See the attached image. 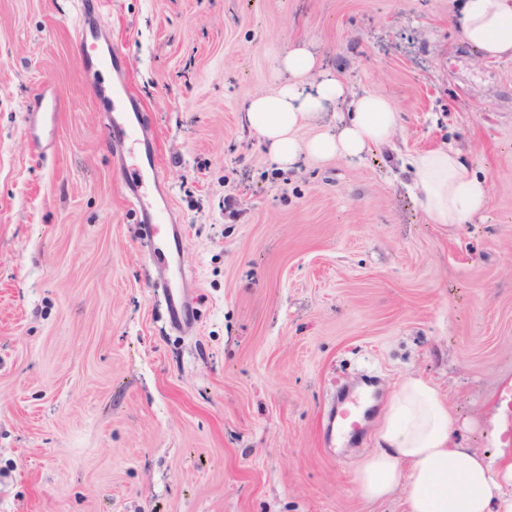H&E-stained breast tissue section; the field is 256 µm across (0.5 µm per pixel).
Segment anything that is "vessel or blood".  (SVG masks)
<instances>
[{"instance_id": "obj_1", "label": "vessel or blood", "mask_w": 512, "mask_h": 512, "mask_svg": "<svg viewBox=\"0 0 512 512\" xmlns=\"http://www.w3.org/2000/svg\"><path fill=\"white\" fill-rule=\"evenodd\" d=\"M105 6L106 0H80L76 57L85 85H99L102 71L112 72L110 108L103 125L112 148V167L120 174L135 206L141 236L149 245L157 279L165 287L168 322L171 328L187 332L195 327L197 312L183 260L185 241L153 153L154 132L125 89L121 65L124 54L106 42ZM64 109L62 97L44 90L25 105L24 122L34 144L52 136Z\"/></svg>"}]
</instances>
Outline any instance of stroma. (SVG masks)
I'll return each instance as SVG.
<instances>
[{
    "mask_svg": "<svg viewBox=\"0 0 512 512\" xmlns=\"http://www.w3.org/2000/svg\"><path fill=\"white\" fill-rule=\"evenodd\" d=\"M78 0H0V512H403L352 480L382 410L325 446L338 393L438 385L459 447L512 462V59L461 45L462 0H112L199 322L162 288L84 88ZM394 103L391 145L284 167L248 130L288 49ZM66 101L51 151L23 108ZM458 150L486 210L428 223L408 161Z\"/></svg>",
    "mask_w": 512,
    "mask_h": 512,
    "instance_id": "1",
    "label": "stroma"
}]
</instances>
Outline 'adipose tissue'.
Instances as JSON below:
<instances>
[{"instance_id": "ef3b65f1", "label": "adipose tissue", "mask_w": 512, "mask_h": 512, "mask_svg": "<svg viewBox=\"0 0 512 512\" xmlns=\"http://www.w3.org/2000/svg\"><path fill=\"white\" fill-rule=\"evenodd\" d=\"M465 43L490 58H512V0H465L458 18ZM291 79L277 93L251 98L243 120L268 142L274 161L301 158H357L389 143L397 129L391 99L380 92L355 98L335 131L300 141L296 128L324 102L346 97L333 77L314 88L305 83L314 57L296 47L283 58ZM410 189L432 224H461L488 204L485 180L471 175L451 149L422 151L409 160ZM453 418L438 388L423 378L405 377L392 392L377 430V447L353 473L370 502L402 494L404 512H512V465L500 468L489 456L454 442Z\"/></svg>"}]
</instances>
